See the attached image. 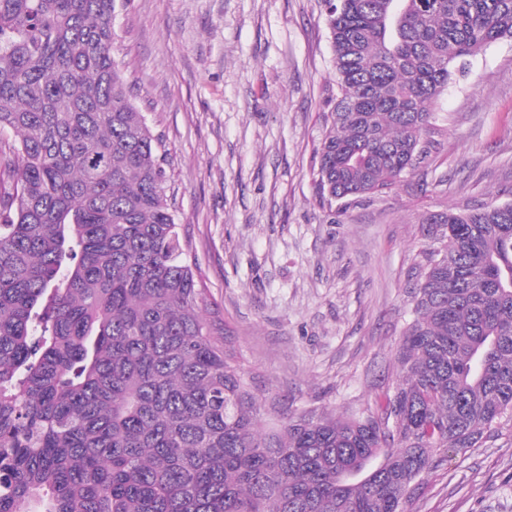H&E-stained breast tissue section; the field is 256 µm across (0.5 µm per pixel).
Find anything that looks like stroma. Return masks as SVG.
<instances>
[{"label":"stroma","instance_id":"obj_1","mask_svg":"<svg viewBox=\"0 0 512 512\" xmlns=\"http://www.w3.org/2000/svg\"><path fill=\"white\" fill-rule=\"evenodd\" d=\"M112 54L169 151L175 221L265 425L274 399L296 415L373 406L396 380L423 220L512 202V42L455 73L411 175L344 206L312 183L336 91L323 0H118ZM421 484L411 512H512V431Z\"/></svg>","mask_w":512,"mask_h":512}]
</instances>
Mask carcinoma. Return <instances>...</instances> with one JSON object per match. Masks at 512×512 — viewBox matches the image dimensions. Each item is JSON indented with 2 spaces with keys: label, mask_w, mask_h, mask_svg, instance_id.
<instances>
[{
  "label": "carcinoma",
  "mask_w": 512,
  "mask_h": 512,
  "mask_svg": "<svg viewBox=\"0 0 512 512\" xmlns=\"http://www.w3.org/2000/svg\"><path fill=\"white\" fill-rule=\"evenodd\" d=\"M324 2L322 206L403 181L452 66L512 41V0ZM115 4L0 0V512H408L435 463L512 424V203L422 224L376 410L264 428L112 57Z\"/></svg>",
  "instance_id": "obj_1"
}]
</instances>
